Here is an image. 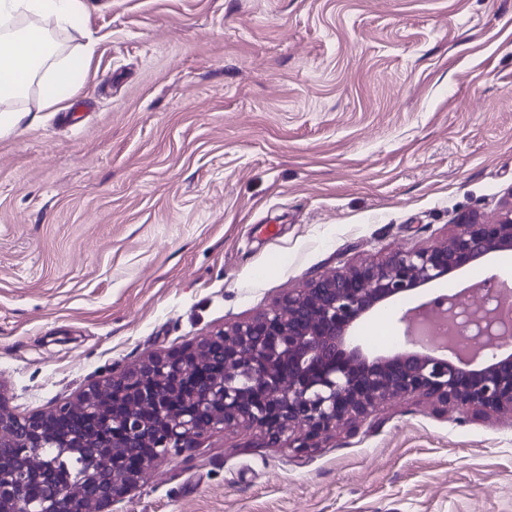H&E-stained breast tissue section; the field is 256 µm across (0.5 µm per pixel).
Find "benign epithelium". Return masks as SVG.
I'll use <instances>...</instances> for the list:
<instances>
[{
  "instance_id": "7a95c632",
  "label": "benign epithelium",
  "mask_w": 512,
  "mask_h": 512,
  "mask_svg": "<svg viewBox=\"0 0 512 512\" xmlns=\"http://www.w3.org/2000/svg\"><path fill=\"white\" fill-rule=\"evenodd\" d=\"M511 248L512 208L496 221L461 215L444 244L399 249L311 280L274 308L154 355L49 412L17 413L0 399V447L22 449L0 454V512H106L155 461L223 427L245 425L268 446L306 450L378 404L416 394L482 412L512 408V354H501L512 344V308L502 298L490 307L473 288L431 301L448 303V321L470 339L464 351L453 336L415 335L407 314L400 318L409 337L403 350L373 354L353 334L377 308ZM209 365L217 366L215 376L190 386L191 374ZM60 412L100 418L123 437L110 446L76 438L57 448L59 458L77 456L84 467L67 487L51 480L42 430ZM147 446L153 453L139 468L118 467L119 457ZM32 481L45 482L46 494L28 504Z\"/></svg>"
}]
</instances>
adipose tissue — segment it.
Here are the masks:
<instances>
[{"label":"adipose tissue","mask_w":512,"mask_h":512,"mask_svg":"<svg viewBox=\"0 0 512 512\" xmlns=\"http://www.w3.org/2000/svg\"><path fill=\"white\" fill-rule=\"evenodd\" d=\"M82 8L81 0H0V100L23 94L32 79H40V104L48 108L63 101L88 66L85 54L74 53L53 62V45L44 28L37 25L15 30L19 15L52 19L65 27Z\"/></svg>","instance_id":"ef3b65f1"}]
</instances>
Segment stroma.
Returning <instances> with one entry per match:
<instances>
[{
    "instance_id": "1",
    "label": "stroma",
    "mask_w": 512,
    "mask_h": 512,
    "mask_svg": "<svg viewBox=\"0 0 512 512\" xmlns=\"http://www.w3.org/2000/svg\"><path fill=\"white\" fill-rule=\"evenodd\" d=\"M0 124V394L29 413L311 279L512 206V0H82ZM512 286V250L472 274ZM409 301L356 328L404 343ZM112 512H512V410L383 404L319 448L244 427Z\"/></svg>"
}]
</instances>
